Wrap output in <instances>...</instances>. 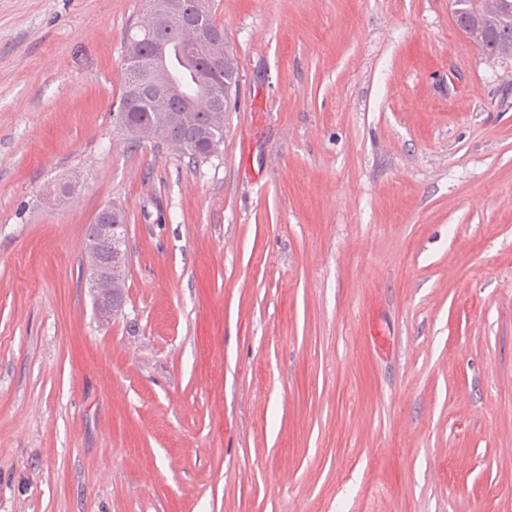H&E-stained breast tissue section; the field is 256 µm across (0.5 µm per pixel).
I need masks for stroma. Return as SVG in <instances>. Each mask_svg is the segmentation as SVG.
<instances>
[{
	"instance_id": "stroma-1",
	"label": "stroma",
	"mask_w": 512,
	"mask_h": 512,
	"mask_svg": "<svg viewBox=\"0 0 512 512\" xmlns=\"http://www.w3.org/2000/svg\"><path fill=\"white\" fill-rule=\"evenodd\" d=\"M205 5L195 164L116 127L147 0H0V512H512V56L448 0ZM123 213L114 206H104L96 214L93 224L88 228V252L91 254L93 266L90 281L92 291L96 296L98 314L103 319H109L121 305L116 300H104L102 283L95 274V267L104 260L107 265L98 269L102 277L112 290L113 297L120 302L123 300V290L126 287L128 274L127 253L125 249L127 224L120 221ZM122 265L111 268L108 264Z\"/></svg>"
}]
</instances>
